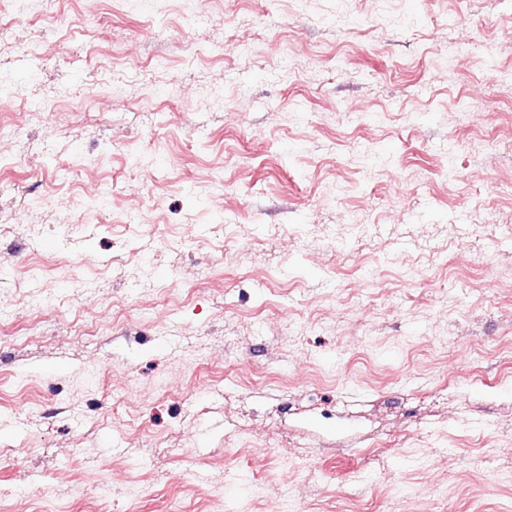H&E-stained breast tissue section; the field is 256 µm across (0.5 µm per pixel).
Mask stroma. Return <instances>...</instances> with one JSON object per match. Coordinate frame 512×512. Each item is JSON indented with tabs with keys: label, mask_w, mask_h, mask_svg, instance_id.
<instances>
[{
	"label": "stroma",
	"mask_w": 512,
	"mask_h": 512,
	"mask_svg": "<svg viewBox=\"0 0 512 512\" xmlns=\"http://www.w3.org/2000/svg\"><path fill=\"white\" fill-rule=\"evenodd\" d=\"M0 79V512H512V0H11Z\"/></svg>",
	"instance_id": "stroma-1"
}]
</instances>
